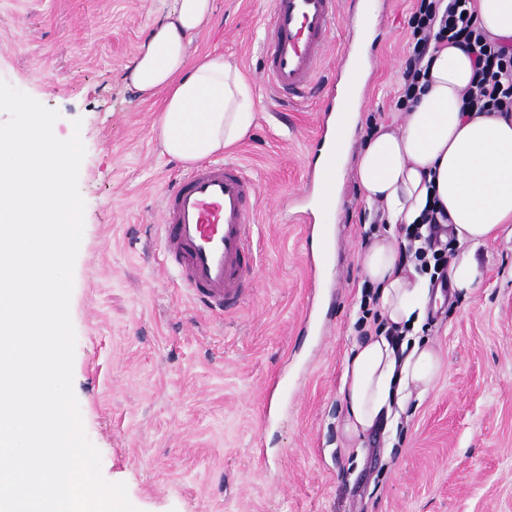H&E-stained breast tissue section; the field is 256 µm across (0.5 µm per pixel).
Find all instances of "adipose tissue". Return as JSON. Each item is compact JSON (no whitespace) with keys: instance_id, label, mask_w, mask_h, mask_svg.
Masks as SVG:
<instances>
[{"instance_id":"obj_1","label":"adipose tissue","mask_w":512,"mask_h":512,"mask_svg":"<svg viewBox=\"0 0 512 512\" xmlns=\"http://www.w3.org/2000/svg\"><path fill=\"white\" fill-rule=\"evenodd\" d=\"M467 10L489 36L512 42V0H468ZM214 0H177L156 25L129 67L142 98L162 97L157 134L164 152L193 164L224 153L249 133L253 93L241 71L223 56L189 60L187 49L210 23ZM371 62L366 54L345 69L343 97L330 123L333 134L315 167L339 183L349 157L367 202L379 204L386 231L374 233L363 274L378 293L387 323L420 331L432 299L428 277L400 255L394 229L416 224L428 202L448 216L453 254L450 288L474 293L483 278L477 250L512 224V116L467 112L462 94L473 69L462 47L433 53L428 86L399 125H381L362 149L354 147L361 92ZM438 359L421 339L392 345L372 334L351 349L344 364L345 431L363 435L397 425L431 384Z\"/></svg>"}]
</instances>
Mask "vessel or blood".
I'll return each instance as SVG.
<instances>
[{
    "label": "vessel or blood",
    "instance_id": "1",
    "mask_svg": "<svg viewBox=\"0 0 512 512\" xmlns=\"http://www.w3.org/2000/svg\"><path fill=\"white\" fill-rule=\"evenodd\" d=\"M345 0H273L262 43L273 89L304 97L325 57ZM256 185L234 161L191 167L167 189L160 209L164 260L192 301L224 314L240 299L254 257L249 224Z\"/></svg>",
    "mask_w": 512,
    "mask_h": 512
}]
</instances>
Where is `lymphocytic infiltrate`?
I'll return each mask as SVG.
<instances>
[{"label":"lymphocytic infiltrate","instance_id":"obj_1","mask_svg":"<svg viewBox=\"0 0 512 512\" xmlns=\"http://www.w3.org/2000/svg\"><path fill=\"white\" fill-rule=\"evenodd\" d=\"M467 0H415L408 21L409 49L402 67L403 84L396 101L405 109L422 91V81L428 75L425 63L431 42L461 44L470 56L473 77L465 94V109L469 112L512 113V48L489 40L466 9ZM441 225L436 208H427L420 223L404 226L401 251L406 258L425 261L433 257L440 272L437 284L447 285L442 268L447 263L448 245L441 239Z\"/></svg>","mask_w":512,"mask_h":512}]
</instances>
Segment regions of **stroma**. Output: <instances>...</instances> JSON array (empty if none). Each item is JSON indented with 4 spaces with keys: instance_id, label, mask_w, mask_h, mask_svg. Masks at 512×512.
Segmentation results:
<instances>
[{
    "instance_id": "obj_1",
    "label": "stroma",
    "mask_w": 512,
    "mask_h": 512,
    "mask_svg": "<svg viewBox=\"0 0 512 512\" xmlns=\"http://www.w3.org/2000/svg\"><path fill=\"white\" fill-rule=\"evenodd\" d=\"M413 0H373V65L356 126L398 114ZM175 0H0V79L57 110L58 138L80 131L84 232L73 273V390L106 481L138 512H512V237L481 247L485 277L446 297L421 334L440 368L393 448L348 436L340 388L362 335L366 232L378 227L354 170L311 284L310 194L326 86L345 53L331 33L319 84L289 105L261 77L273 0H215L191 55L219 53L253 89L256 120L224 157L254 179L258 250L239 308L218 320L161 267L159 209L187 165L162 149L159 100L127 67ZM81 127H74V120ZM288 382L283 395L270 379Z\"/></svg>"
}]
</instances>
